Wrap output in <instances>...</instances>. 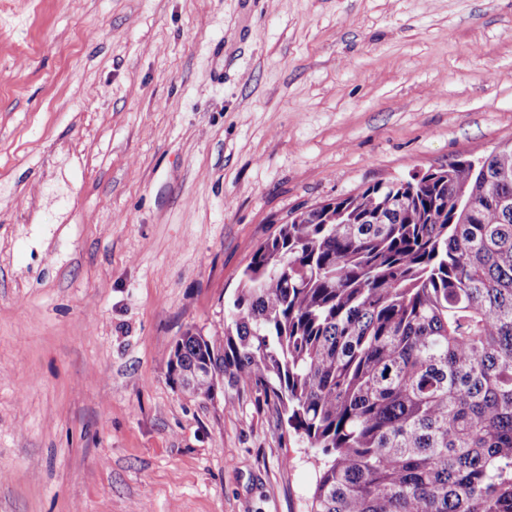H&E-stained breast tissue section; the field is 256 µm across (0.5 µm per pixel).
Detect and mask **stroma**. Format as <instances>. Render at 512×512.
I'll list each match as a JSON object with an SVG mask.
<instances>
[{"label": "stroma", "instance_id": "1", "mask_svg": "<svg viewBox=\"0 0 512 512\" xmlns=\"http://www.w3.org/2000/svg\"><path fill=\"white\" fill-rule=\"evenodd\" d=\"M510 141L512 0H6L0 512H310L319 456L175 340L296 213Z\"/></svg>", "mask_w": 512, "mask_h": 512}]
</instances>
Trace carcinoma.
Returning a JSON list of instances; mask_svg holds the SVG:
<instances>
[{
  "label": "carcinoma",
  "instance_id": "cac0c4a2",
  "mask_svg": "<svg viewBox=\"0 0 512 512\" xmlns=\"http://www.w3.org/2000/svg\"><path fill=\"white\" fill-rule=\"evenodd\" d=\"M167 372L314 449L311 512H512V145L292 217Z\"/></svg>",
  "mask_w": 512,
  "mask_h": 512
}]
</instances>
